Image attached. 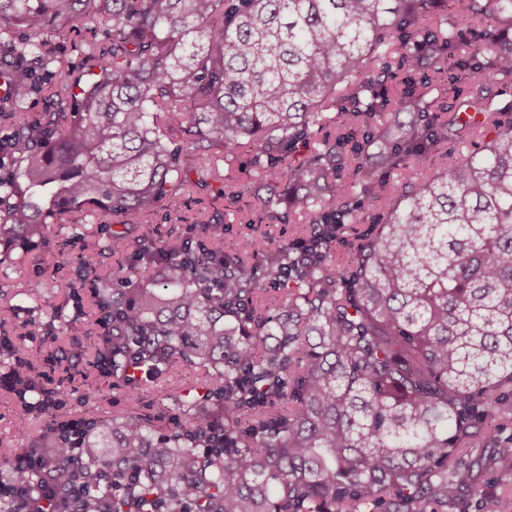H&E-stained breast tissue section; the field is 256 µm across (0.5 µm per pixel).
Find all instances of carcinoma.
Returning a JSON list of instances; mask_svg holds the SVG:
<instances>
[{
    "label": "carcinoma",
    "instance_id": "obj_1",
    "mask_svg": "<svg viewBox=\"0 0 512 512\" xmlns=\"http://www.w3.org/2000/svg\"><path fill=\"white\" fill-rule=\"evenodd\" d=\"M102 38L85 69L57 76L42 35L66 40L85 19ZM512 0H0V80L8 84L7 163L0 167V257L29 250L52 224L102 216L122 229L185 192L224 191L238 154L272 184L275 220L309 217L302 248L263 257V277L211 245L143 239L135 272L97 286L110 337L103 370L135 389L185 363L208 380L182 402L185 423L158 433L133 417L82 420L74 462L25 475L47 512H448L462 496L499 501L462 472L474 440L512 472V118L481 94L512 78ZM411 55L390 97L391 54ZM463 73L480 94L448 123L426 89ZM53 108L31 113L33 95ZM401 125L384 165L422 171L361 236L355 189L388 187L370 164L380 131L357 139L332 121ZM491 138L446 166L430 156L473 132ZM310 149L296 160L299 148ZM352 171L353 181L343 173ZM293 275L275 318L253 306L260 284ZM44 410L27 373L11 378ZM57 493L40 497L50 477ZM382 203L373 199H367L364 202V209L361 213L362 222L360 224H347L346 229L340 235V240L336 244L335 255L337 258H349L358 243L360 242L358 234L364 231L368 224L375 218L378 212H381Z\"/></svg>",
    "mask_w": 512,
    "mask_h": 512
}]
</instances>
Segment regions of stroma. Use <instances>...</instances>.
I'll use <instances>...</instances> for the list:
<instances>
[{"label": "stroma", "instance_id": "obj_1", "mask_svg": "<svg viewBox=\"0 0 512 512\" xmlns=\"http://www.w3.org/2000/svg\"><path fill=\"white\" fill-rule=\"evenodd\" d=\"M250 152L235 163L241 196L229 203L211 188L197 187L184 197L181 219L147 214L145 223L131 225L130 239L147 235L156 239L179 238L189 243L205 240L203 220L222 217L221 250L248 257L250 240L262 237L272 245L302 243L307 230L303 219L271 222L258 205L269 194V183L258 176ZM101 223L55 225L48 240L15 263L0 264V336L9 337L13 355L0 354V461L28 450L30 438L58 423L101 416L134 415L162 430L184 421L175 392L196 388L203 377L199 369L181 367L176 383L161 377L132 391L105 374L97 363V349L105 330L100 321L92 284L108 274L111 258L86 251L85 242L97 240ZM32 359L33 376L52 404L49 410L29 416L27 433L16 419L22 406L3 377L15 359Z\"/></svg>", "mask_w": 512, "mask_h": 512}]
</instances>
